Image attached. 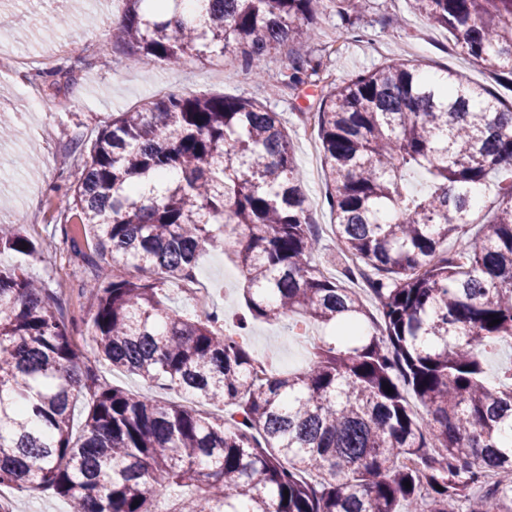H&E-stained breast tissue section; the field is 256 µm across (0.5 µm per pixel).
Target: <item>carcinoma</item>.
Here are the masks:
<instances>
[{
  "instance_id": "1",
  "label": "carcinoma",
  "mask_w": 512,
  "mask_h": 512,
  "mask_svg": "<svg viewBox=\"0 0 512 512\" xmlns=\"http://www.w3.org/2000/svg\"><path fill=\"white\" fill-rule=\"evenodd\" d=\"M320 2L124 0L112 43L135 66L234 53L260 83L296 88L321 70L302 50ZM410 2L512 88V0ZM282 46L290 68L272 72ZM315 126L345 277L366 281L379 316L314 259L278 113L179 93L121 112L76 147L77 182L54 189L94 241L88 264L108 268L84 285L98 354L225 414L101 385L55 291L1 266L0 489L51 492L70 512H512V364L486 375L512 341V183L497 182L512 104L397 58L322 87ZM165 171L178 178L154 181ZM476 187L497 200L482 233L468 229ZM216 249L244 278L227 334L163 301ZM2 253L36 247L0 232ZM285 318L298 340L312 324L322 336L304 369L259 380L249 326Z\"/></svg>"
}]
</instances>
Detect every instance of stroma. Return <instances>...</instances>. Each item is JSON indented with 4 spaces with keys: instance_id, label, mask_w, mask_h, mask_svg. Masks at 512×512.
Listing matches in <instances>:
<instances>
[{
    "instance_id": "1",
    "label": "stroma",
    "mask_w": 512,
    "mask_h": 512,
    "mask_svg": "<svg viewBox=\"0 0 512 512\" xmlns=\"http://www.w3.org/2000/svg\"><path fill=\"white\" fill-rule=\"evenodd\" d=\"M123 9V0H78L74 5L69 0H0V44L18 58L14 67L0 70V109L13 130L10 139L0 140V226L19 227L34 241L37 254L25 268L61 294L65 317L79 324L75 342L83 361L95 368L100 383L142 392L146 386L139 377L112 369L98 356L83 327L90 304L81 289L90 270L66 237L73 218L48 206L54 186L79 177L81 161L70 153L72 142L92 140L113 114L172 92L249 98L279 113L291 137L306 208L320 226L318 259L335 271L341 261L335 252L329 189L314 130L319 88L307 83L269 93L230 54L206 64L190 59L179 67L129 65L110 43V22ZM58 12L69 13L68 24L47 32L42 19ZM352 18V30L339 42L334 32L344 23L335 10L321 11L310 26L308 50L322 58L325 83L345 85L392 58L410 60L424 70H457L478 83L488 80L489 62L462 52L447 30L414 12L409 0H360ZM73 58L79 65L71 77H50V70ZM30 149L39 156L38 166L16 168V156ZM194 276L206 284L216 303L228 298L240 306L239 274L223 252L201 254ZM250 341L255 355L277 350L283 371H298L306 361V349L289 338L287 323H256Z\"/></svg>"
}]
</instances>
